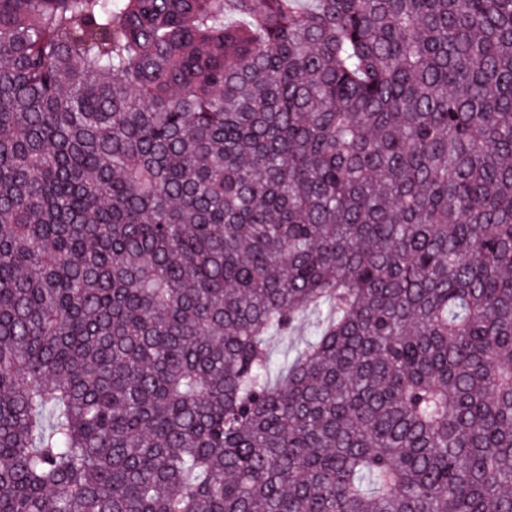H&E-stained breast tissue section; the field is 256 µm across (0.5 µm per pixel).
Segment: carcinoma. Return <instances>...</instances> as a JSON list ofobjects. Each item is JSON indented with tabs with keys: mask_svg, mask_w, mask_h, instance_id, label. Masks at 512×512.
Returning <instances> with one entry per match:
<instances>
[{
	"mask_svg": "<svg viewBox=\"0 0 512 512\" xmlns=\"http://www.w3.org/2000/svg\"><path fill=\"white\" fill-rule=\"evenodd\" d=\"M0 512H512V0H0Z\"/></svg>",
	"mask_w": 512,
	"mask_h": 512,
	"instance_id": "1",
	"label": "carcinoma"
}]
</instances>
